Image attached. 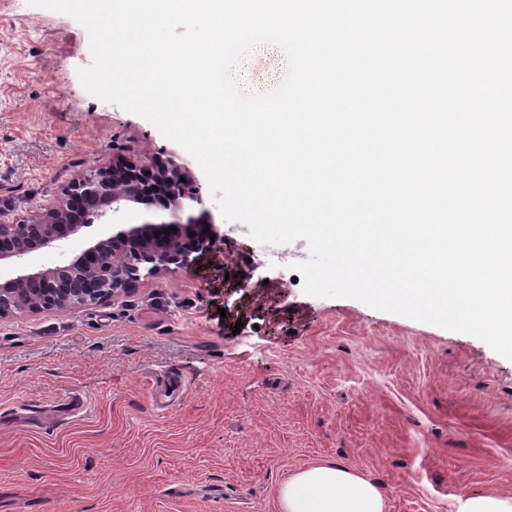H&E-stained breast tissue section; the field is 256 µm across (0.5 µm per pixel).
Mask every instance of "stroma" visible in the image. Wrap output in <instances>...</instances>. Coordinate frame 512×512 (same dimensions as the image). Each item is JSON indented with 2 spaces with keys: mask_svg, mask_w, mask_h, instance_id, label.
<instances>
[{
  "mask_svg": "<svg viewBox=\"0 0 512 512\" xmlns=\"http://www.w3.org/2000/svg\"><path fill=\"white\" fill-rule=\"evenodd\" d=\"M89 62L74 19L0 0L4 218L49 206L94 163L179 153L83 89L76 69ZM286 64L263 44L237 74L265 90ZM209 208L223 253L114 300L0 321V512H278L279 486L321 462L376 483L387 512L512 495V360L464 333L307 295L247 225Z\"/></svg>",
  "mask_w": 512,
  "mask_h": 512,
  "instance_id": "obj_1",
  "label": "stroma"
}]
</instances>
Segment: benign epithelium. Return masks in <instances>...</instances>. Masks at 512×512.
Instances as JSON below:
<instances>
[{"label":"benign epithelium","mask_w":512,"mask_h":512,"mask_svg":"<svg viewBox=\"0 0 512 512\" xmlns=\"http://www.w3.org/2000/svg\"><path fill=\"white\" fill-rule=\"evenodd\" d=\"M152 174L164 188L157 202L147 199L137 165L94 164L68 181L52 205L0 220V320L90 306L119 297L141 280L188 267L195 255L174 233H164L170 226H210L198 239V253L224 246L207 192L189 163L171 156L157 162ZM132 203L149 209L143 221H119ZM96 220L103 224L99 236L82 253L65 255L69 237ZM45 250L64 260L53 267L26 264Z\"/></svg>","instance_id":"benign-epithelium-1"}]
</instances>
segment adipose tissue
Listing matches in <instances>:
<instances>
[{"label": "adipose tissue", "mask_w": 512, "mask_h": 512, "mask_svg": "<svg viewBox=\"0 0 512 512\" xmlns=\"http://www.w3.org/2000/svg\"><path fill=\"white\" fill-rule=\"evenodd\" d=\"M277 496L280 512H385L384 497L374 482L335 463L294 472Z\"/></svg>", "instance_id": "ef3b65f1"}]
</instances>
